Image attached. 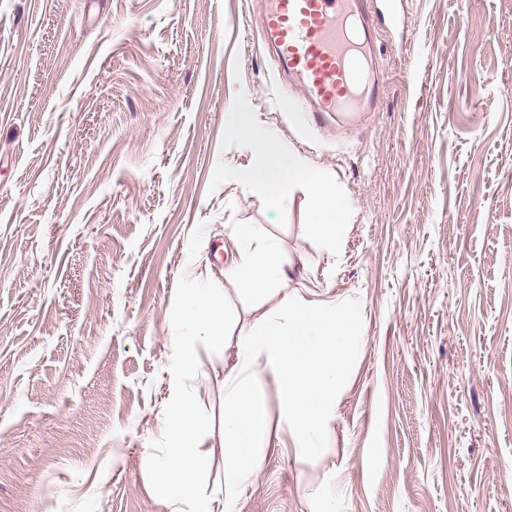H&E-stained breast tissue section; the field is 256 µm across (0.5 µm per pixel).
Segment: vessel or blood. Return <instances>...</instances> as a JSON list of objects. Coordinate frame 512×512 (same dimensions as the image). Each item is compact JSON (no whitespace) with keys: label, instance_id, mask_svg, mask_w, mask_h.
Instances as JSON below:
<instances>
[{"label":"vessel or blood","instance_id":"1","mask_svg":"<svg viewBox=\"0 0 512 512\" xmlns=\"http://www.w3.org/2000/svg\"><path fill=\"white\" fill-rule=\"evenodd\" d=\"M373 0H266L265 42L300 86L313 123L344 118L376 99L383 82L364 65Z\"/></svg>","mask_w":512,"mask_h":512}]
</instances>
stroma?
<instances>
[{
    "label": "stroma",
    "instance_id": "stroma-1",
    "mask_svg": "<svg viewBox=\"0 0 512 512\" xmlns=\"http://www.w3.org/2000/svg\"><path fill=\"white\" fill-rule=\"evenodd\" d=\"M260 0H0V512H167L143 458L188 274L251 224L363 343L323 450L278 432L232 512H512V0H378L372 111L309 127ZM351 199L271 212L238 103Z\"/></svg>",
    "mask_w": 512,
    "mask_h": 512
}]
</instances>
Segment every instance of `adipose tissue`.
Listing matches in <instances>:
<instances>
[{
    "label": "adipose tissue",
    "mask_w": 512,
    "mask_h": 512,
    "mask_svg": "<svg viewBox=\"0 0 512 512\" xmlns=\"http://www.w3.org/2000/svg\"><path fill=\"white\" fill-rule=\"evenodd\" d=\"M228 134L256 157L252 168L235 172V179L264 190L274 209L296 188H306L310 236L319 249L335 250L350 202L328 176L291 145L260 131L254 113L237 112ZM227 236L235 255L223 276L189 277L182 290L167 369L170 403L164 421L170 445L162 453L144 451L155 491L169 512H229L237 490L262 469L272 439L267 380L277 384L280 427L292 437L294 457L319 452L349 362L362 342L359 316L348 303L322 305L296 294L284 297L278 315L229 322L227 286L262 295L288 280L289 273L276 243L254 226L233 225ZM204 346L216 356L234 348L236 358L224 379V480L211 486L203 482L211 468L201 449L206 422L191 385L205 372Z\"/></svg>",
    "instance_id": "ef3b65f1"
}]
</instances>
